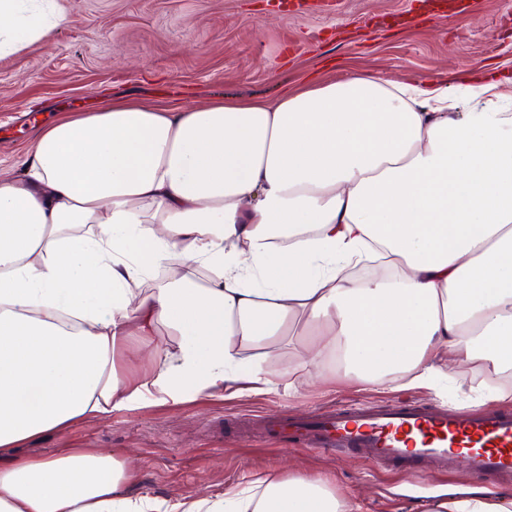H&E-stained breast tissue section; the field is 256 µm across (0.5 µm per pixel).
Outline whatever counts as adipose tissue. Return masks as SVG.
<instances>
[{"mask_svg":"<svg viewBox=\"0 0 512 512\" xmlns=\"http://www.w3.org/2000/svg\"><path fill=\"white\" fill-rule=\"evenodd\" d=\"M55 2L0 0V55L62 25ZM161 329L174 348L121 374L115 352ZM288 344L373 384L460 361L512 374V73L109 99L37 129L0 177V512H358L318 475L172 502L100 451L15 453L140 400L279 377ZM432 512H512V493Z\"/></svg>","mask_w":512,"mask_h":512,"instance_id":"ef3b65f1","label":"adipose tissue"}]
</instances>
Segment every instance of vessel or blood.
<instances>
[{
	"label": "vessel or blood",
	"instance_id": "obj_1",
	"mask_svg": "<svg viewBox=\"0 0 512 512\" xmlns=\"http://www.w3.org/2000/svg\"><path fill=\"white\" fill-rule=\"evenodd\" d=\"M262 433L325 453L353 448L388 465L411 463L423 475L448 472L463 459L476 473L512 479V414L465 415L401 401L270 418Z\"/></svg>",
	"mask_w": 512,
	"mask_h": 512
}]
</instances>
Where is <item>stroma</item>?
<instances>
[{
  "mask_svg": "<svg viewBox=\"0 0 512 512\" xmlns=\"http://www.w3.org/2000/svg\"><path fill=\"white\" fill-rule=\"evenodd\" d=\"M66 22L48 38L0 57V172L18 171L34 129L97 109L103 97L192 109L223 96L278 97L302 81L372 71L400 82L456 85L477 62L512 69V0H57ZM282 378L177 401L148 400L46 436L22 455L96 448L132 460L140 494L203 499L255 477L321 475L359 512H426L449 486L492 487L457 465L445 474L366 461L339 450L283 449L255 433L269 414L379 406L401 398L465 413L476 371L458 364L431 388L312 377L283 353Z\"/></svg>",
  "mask_w": 512,
  "mask_h": 512,
  "instance_id": "obj_1",
  "label": "stroma"
}]
</instances>
